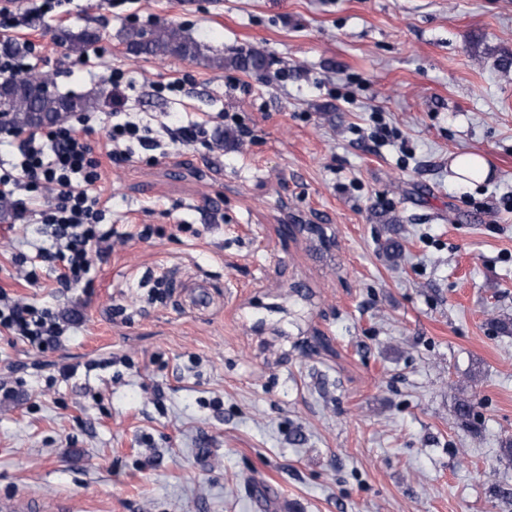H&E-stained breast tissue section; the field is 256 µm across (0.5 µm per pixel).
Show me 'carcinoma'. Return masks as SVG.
<instances>
[{"mask_svg": "<svg viewBox=\"0 0 512 512\" xmlns=\"http://www.w3.org/2000/svg\"><path fill=\"white\" fill-rule=\"evenodd\" d=\"M99 33L91 28L76 32L65 30L59 35L67 50L78 56L98 43ZM125 51L133 57H153L160 60L173 58L181 61L205 63L211 69L235 67L244 71L266 68L267 56L258 48L239 52L231 57L215 53L212 49L189 36L173 23L156 24L150 28L129 25L121 31ZM51 79L40 72L30 71L0 81V124L10 131L48 127L64 121L75 112H89L97 108V92L63 96L45 93L40 89Z\"/></svg>", "mask_w": 512, "mask_h": 512, "instance_id": "carcinoma-1", "label": "carcinoma"}]
</instances>
